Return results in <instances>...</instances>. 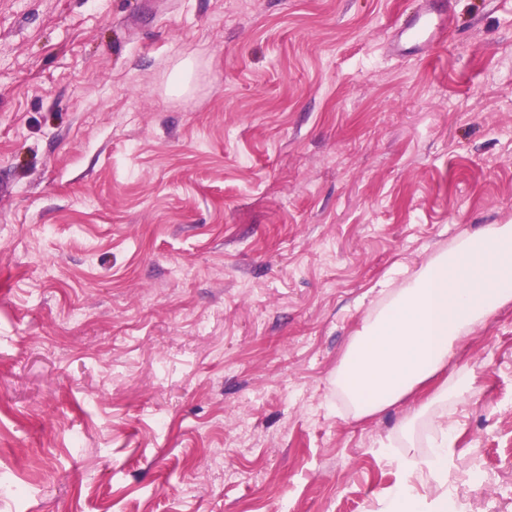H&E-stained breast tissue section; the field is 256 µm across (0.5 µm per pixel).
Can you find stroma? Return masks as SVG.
Returning a JSON list of instances; mask_svg holds the SVG:
<instances>
[{
    "label": "stroma",
    "instance_id": "obj_1",
    "mask_svg": "<svg viewBox=\"0 0 512 512\" xmlns=\"http://www.w3.org/2000/svg\"><path fill=\"white\" fill-rule=\"evenodd\" d=\"M0 0V512H383L404 400L336 368L382 285L512 220V0ZM468 375L453 512H512V305ZM432 1H419L389 42L390 52L400 53L411 48L429 50L442 40L448 29V14Z\"/></svg>",
    "mask_w": 512,
    "mask_h": 512
}]
</instances>
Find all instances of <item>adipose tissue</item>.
Returning a JSON list of instances; mask_svg holds the SVG:
<instances>
[{
  "label": "adipose tissue",
  "mask_w": 512,
  "mask_h": 512,
  "mask_svg": "<svg viewBox=\"0 0 512 512\" xmlns=\"http://www.w3.org/2000/svg\"><path fill=\"white\" fill-rule=\"evenodd\" d=\"M512 304V222L486 224L449 243L384 297L365 317L336 370V391L356 416L381 413L417 391L427 390L415 417L435 405L462 402L468 377L445 378L444 370L462 347L503 307ZM423 461L398 456L403 488L388 512H422L407 485L418 473L448 482V435Z\"/></svg>",
  "instance_id": "adipose-tissue-1"
}]
</instances>
